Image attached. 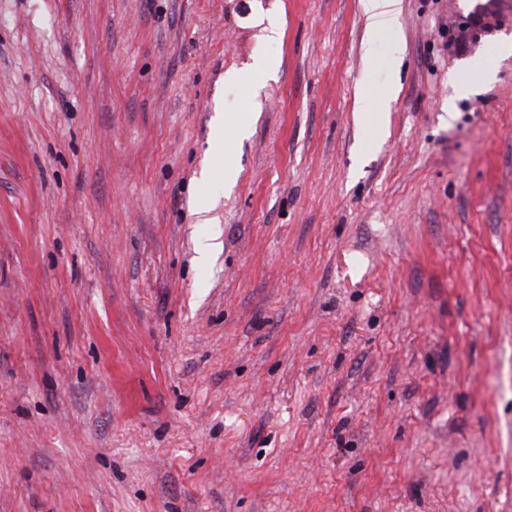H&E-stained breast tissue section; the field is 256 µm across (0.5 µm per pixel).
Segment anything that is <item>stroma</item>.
Instances as JSON below:
<instances>
[{
    "mask_svg": "<svg viewBox=\"0 0 512 512\" xmlns=\"http://www.w3.org/2000/svg\"><path fill=\"white\" fill-rule=\"evenodd\" d=\"M466 23L0 0V512H512V0Z\"/></svg>",
    "mask_w": 512,
    "mask_h": 512,
    "instance_id": "35a3bbf8",
    "label": "stroma"
}]
</instances>
